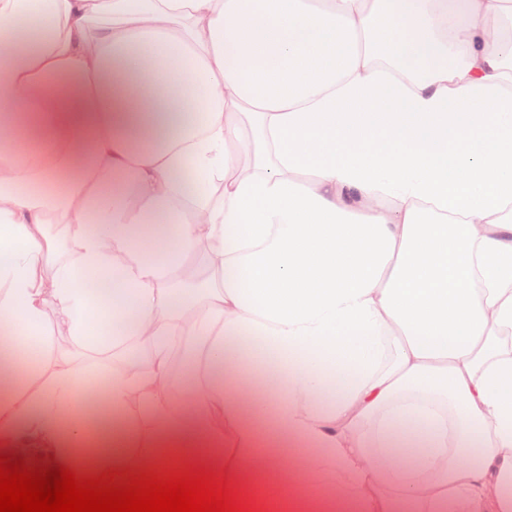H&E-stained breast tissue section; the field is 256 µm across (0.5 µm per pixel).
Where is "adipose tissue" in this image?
I'll use <instances>...</instances> for the list:
<instances>
[{"label":"adipose tissue","mask_w":512,"mask_h":512,"mask_svg":"<svg viewBox=\"0 0 512 512\" xmlns=\"http://www.w3.org/2000/svg\"><path fill=\"white\" fill-rule=\"evenodd\" d=\"M1 87L0 453L512 512V0H0Z\"/></svg>","instance_id":"1"}]
</instances>
